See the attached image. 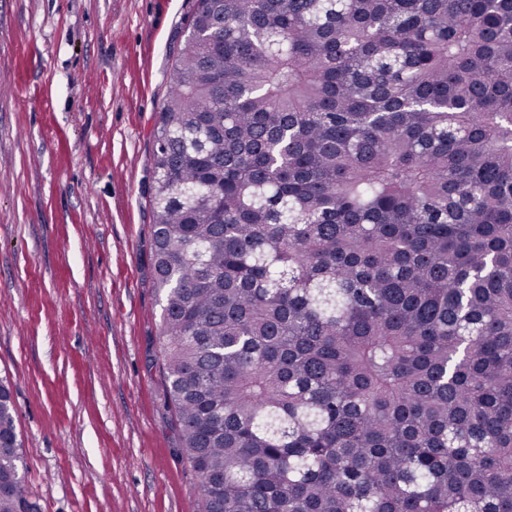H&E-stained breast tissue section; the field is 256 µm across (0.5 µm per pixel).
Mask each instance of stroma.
I'll return each mask as SVG.
<instances>
[{
    "label": "stroma",
    "instance_id": "35a3bbf8",
    "mask_svg": "<svg viewBox=\"0 0 512 512\" xmlns=\"http://www.w3.org/2000/svg\"><path fill=\"white\" fill-rule=\"evenodd\" d=\"M194 0H0V378L40 512H196L153 288V131Z\"/></svg>",
    "mask_w": 512,
    "mask_h": 512
}]
</instances>
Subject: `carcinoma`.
<instances>
[{"instance_id":"cac0c4a2","label":"carcinoma","mask_w":512,"mask_h":512,"mask_svg":"<svg viewBox=\"0 0 512 512\" xmlns=\"http://www.w3.org/2000/svg\"><path fill=\"white\" fill-rule=\"evenodd\" d=\"M187 31L150 250L197 512H512V0ZM0 397V512H39Z\"/></svg>"}]
</instances>
